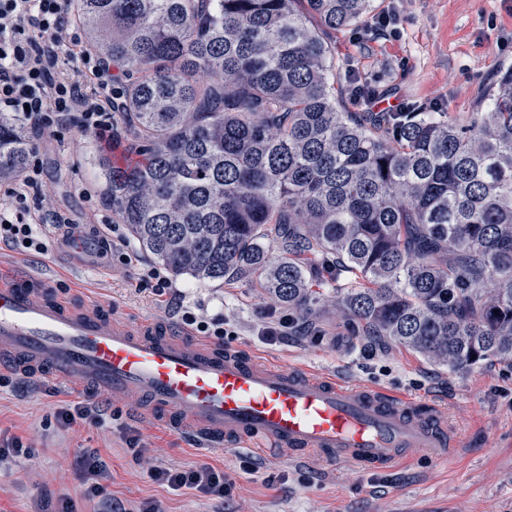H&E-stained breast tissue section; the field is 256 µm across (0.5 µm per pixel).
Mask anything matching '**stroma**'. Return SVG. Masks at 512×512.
<instances>
[{"instance_id": "obj_1", "label": "stroma", "mask_w": 512, "mask_h": 512, "mask_svg": "<svg viewBox=\"0 0 512 512\" xmlns=\"http://www.w3.org/2000/svg\"><path fill=\"white\" fill-rule=\"evenodd\" d=\"M372 6L374 14L389 17V27H348L330 36L349 111L416 106L453 117L485 111L495 78L512 67V0H372ZM356 83L374 90L372 106L353 99ZM113 128L109 146L69 128L43 156L42 180L77 220L75 236L83 248L54 241L38 253L0 243V265L21 261L45 276L56 293L78 305L91 300L120 320L143 317L178 326L187 311L225 319L233 333L213 339V346L430 400L447 410L465 446L452 458L429 453L378 471L337 464L318 453L289 462L269 449L248 464L240 448L198 449L191 435L140 412L133 394L102 398L114 417L110 429L83 420L62 425L59 408L88 403L83 383L40 376L31 385L14 375L0 386V440L22 437L36 453L0 470V512H35L47 492L56 500L70 499L75 512H105L103 503L82 496L76 474L81 448L96 450L108 464L113 499L127 506L154 499L166 512H512V364L493 361L465 374L449 371L410 350L356 335L330 300L308 327L272 342L259 334L269 301L242 282L182 276L173 278L172 292L154 294L140 276L154 260L136 242L128 244L127 263L98 254L109 230H126L112 213L98 165L101 157L124 156L121 120ZM135 432L149 450V462L135 460L128 449L127 438ZM202 463L231 482L225 498L174 492L147 475L152 464Z\"/></svg>"}]
</instances>
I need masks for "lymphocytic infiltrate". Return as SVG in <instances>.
<instances>
[{"instance_id":"obj_1","label":"lymphocytic infiltrate","mask_w":512,"mask_h":512,"mask_svg":"<svg viewBox=\"0 0 512 512\" xmlns=\"http://www.w3.org/2000/svg\"><path fill=\"white\" fill-rule=\"evenodd\" d=\"M77 0H0V113L16 114L30 133L34 151L77 125L98 140H112V62L85 42ZM42 160L22 177L0 181V242L14 248L46 251L44 232L73 238V223L43 191ZM79 479L83 496L108 505V512H164L156 501L134 510L113 501L110 471L98 454L81 450ZM151 480L174 490L191 489L223 498V472L206 464L188 469L152 467Z\"/></svg>"}]
</instances>
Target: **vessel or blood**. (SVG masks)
Here are the masks:
<instances>
[{"mask_svg":"<svg viewBox=\"0 0 512 512\" xmlns=\"http://www.w3.org/2000/svg\"><path fill=\"white\" fill-rule=\"evenodd\" d=\"M45 286L0 268V356L104 396L140 395L208 447L268 446L291 459L317 451L376 470L464 445L446 410L429 401L190 344L148 319L120 323L77 309Z\"/></svg>","mask_w":512,"mask_h":512,"instance_id":"1","label":"vessel or blood"}]
</instances>
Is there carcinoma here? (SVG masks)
I'll return each mask as SVG.
<instances>
[{
	"mask_svg": "<svg viewBox=\"0 0 512 512\" xmlns=\"http://www.w3.org/2000/svg\"><path fill=\"white\" fill-rule=\"evenodd\" d=\"M371 0H81L136 159L112 213L173 275L256 284L305 319L332 289L355 331L464 372L512 363V70L464 121L347 112L326 34ZM0 113V180L26 169ZM278 255H272V252Z\"/></svg>",
	"mask_w": 512,
	"mask_h": 512,
	"instance_id": "carcinoma-1",
	"label": "carcinoma"
}]
</instances>
